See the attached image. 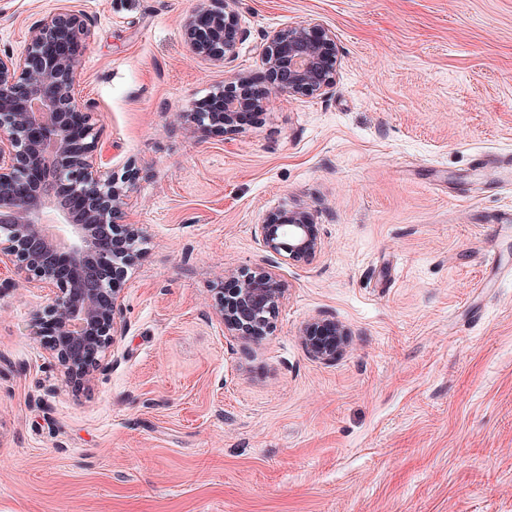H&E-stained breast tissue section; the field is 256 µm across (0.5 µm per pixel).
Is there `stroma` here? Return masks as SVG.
Masks as SVG:
<instances>
[{"instance_id":"1","label":"stroma","mask_w":512,"mask_h":512,"mask_svg":"<svg viewBox=\"0 0 512 512\" xmlns=\"http://www.w3.org/2000/svg\"><path fill=\"white\" fill-rule=\"evenodd\" d=\"M202 5L0 0L2 52L85 20L76 93L141 231L117 360L79 391L32 334L44 292L0 274V512H512V0H238L227 68L187 48ZM301 21L336 34L331 96L185 126ZM298 204L321 248L294 264L254 227ZM259 265L286 300L225 341L219 292ZM319 316L351 332L332 363L299 338Z\"/></svg>"}]
</instances>
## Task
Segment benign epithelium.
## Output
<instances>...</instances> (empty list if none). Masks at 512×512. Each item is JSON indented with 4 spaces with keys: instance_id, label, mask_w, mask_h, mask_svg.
Masks as SVG:
<instances>
[{
    "instance_id": "7a95c632",
    "label": "benign epithelium",
    "mask_w": 512,
    "mask_h": 512,
    "mask_svg": "<svg viewBox=\"0 0 512 512\" xmlns=\"http://www.w3.org/2000/svg\"><path fill=\"white\" fill-rule=\"evenodd\" d=\"M207 2L185 22L189 50L230 64L246 39L238 0ZM86 32L78 16L53 13L30 28L23 52L0 54V267L24 275L49 296L34 335L74 388L90 385L106 370L105 361L124 336L120 282L112 271L140 238L135 226L117 223L128 180L98 162L90 107L75 96L79 60L56 51L63 40L79 44ZM260 62L268 81L264 96L251 93V76L232 73L224 80V110L187 112L186 120L232 133L237 117L264 111L271 94L327 96L339 67L335 34L308 22L272 31L265 35ZM34 170L42 171L36 181L29 179ZM72 196L82 198L81 209L69 207ZM313 224V212L298 205L279 210L257 232L266 251L301 264L321 245ZM62 258L70 269L65 280L57 275ZM285 293L271 269L257 266L245 273L234 297L219 296L217 313L227 336L267 335ZM348 336L345 325L320 317L300 329L307 354L323 363L347 350Z\"/></svg>"
}]
</instances>
